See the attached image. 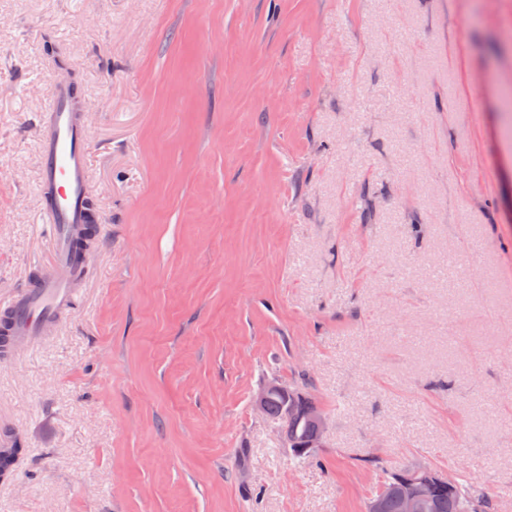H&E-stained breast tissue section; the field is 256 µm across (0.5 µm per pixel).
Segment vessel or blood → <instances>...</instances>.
I'll list each match as a JSON object with an SVG mask.
<instances>
[{
    "label": "vessel or blood",
    "instance_id": "vessel-or-blood-1",
    "mask_svg": "<svg viewBox=\"0 0 512 512\" xmlns=\"http://www.w3.org/2000/svg\"><path fill=\"white\" fill-rule=\"evenodd\" d=\"M39 156L42 211L54 261L37 283L21 288L0 308V328L15 352L33 345L71 312L81 275L74 260L75 242L96 219L86 205L91 171L82 116L74 110L66 82L55 86L41 128Z\"/></svg>",
    "mask_w": 512,
    "mask_h": 512
}]
</instances>
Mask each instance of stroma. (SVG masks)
Here are the masks:
<instances>
[{
    "label": "stroma",
    "instance_id": "obj_1",
    "mask_svg": "<svg viewBox=\"0 0 512 512\" xmlns=\"http://www.w3.org/2000/svg\"><path fill=\"white\" fill-rule=\"evenodd\" d=\"M58 78L103 232L0 358V512H365L413 465L512 506V0H0V304ZM302 378L299 461L251 400Z\"/></svg>",
    "mask_w": 512,
    "mask_h": 512
}]
</instances>
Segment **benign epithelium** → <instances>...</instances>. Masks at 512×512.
Listing matches in <instances>:
<instances>
[{
  "label": "benign epithelium",
  "instance_id": "7a95c632",
  "mask_svg": "<svg viewBox=\"0 0 512 512\" xmlns=\"http://www.w3.org/2000/svg\"><path fill=\"white\" fill-rule=\"evenodd\" d=\"M283 391L281 383L275 379L261 385L252 397V407L263 413L269 396ZM316 431L310 438L307 447L321 448L325 440V417L320 408L316 407L310 414ZM455 478L443 476L428 469L418 468L396 479V482L384 486L370 501L369 512H383L385 497L395 496L400 499L402 512H432L433 499L430 491L435 487L452 486Z\"/></svg>",
  "mask_w": 512,
  "mask_h": 512
}]
</instances>
